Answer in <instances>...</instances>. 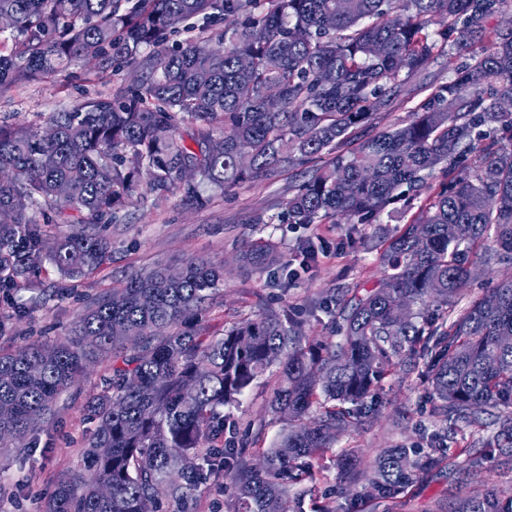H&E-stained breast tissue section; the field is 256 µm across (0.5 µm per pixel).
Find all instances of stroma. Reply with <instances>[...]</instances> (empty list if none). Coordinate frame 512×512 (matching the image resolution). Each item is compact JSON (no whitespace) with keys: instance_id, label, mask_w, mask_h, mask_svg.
Segmentation results:
<instances>
[{"instance_id":"stroma-1","label":"stroma","mask_w":512,"mask_h":512,"mask_svg":"<svg viewBox=\"0 0 512 512\" xmlns=\"http://www.w3.org/2000/svg\"><path fill=\"white\" fill-rule=\"evenodd\" d=\"M462 60L459 54L438 56L410 76L401 97L375 116L372 132L385 131L406 119L435 86L451 78ZM133 77L128 67L99 73L87 66L2 89L0 123L45 126L51 113L72 108L87 96L115 93L128 87ZM300 180L299 172L283 171L241 183L223 195L212 194L199 208L184 206L176 193L156 207L148 202L127 207L120 223L104 227L112 239L108 264L81 278L64 276L48 266L19 290L0 295V321L9 326L0 335V354L28 343H53L69 332L90 299L111 292L156 264L178 266L191 259L224 266V281L199 321V329L223 333L235 323L255 318L264 305L289 308L306 320L312 332L328 334L334 312L312 308V301L337 288L369 287L378 282L383 276L382 231L396 229L397 224L385 216L380 223L363 225L356 232L347 224L276 223ZM259 213L268 216V223H253ZM267 239L292 261L295 275L288 287L279 285L280 269L255 271L245 260L253 243ZM303 241L316 248L315 259L304 266L295 260L296 247ZM111 376V357L87 364L78 381L58 395L52 414L37 431L27 434L22 447L0 453V512H42L59 478L80 464L85 442L95 428L84 408L104 393ZM275 386V375H265L238 403L225 407V439L257 432L266 448L279 439L285 423L269 411ZM433 405L431 389L418 373L386 376L381 382L379 415L341 435L326 456L313 460L319 472L318 487L305 494L302 512H346L348 500L334 465L337 455L351 452L368 464L382 449L429 448L439 438L456 452L452 463L421 475L398 502L366 501L359 504V512H446L449 503L488 485L512 493V460L498 457L489 448L483 465L471 469L460 455L473 441L497 431L495 418H488L480 430L461 422L451 427L434 414Z\"/></svg>"}]
</instances>
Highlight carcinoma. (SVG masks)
Returning a JSON list of instances; mask_svg holds the SVG:
<instances>
[{
    "label": "carcinoma",
    "instance_id": "carcinoma-1",
    "mask_svg": "<svg viewBox=\"0 0 512 512\" xmlns=\"http://www.w3.org/2000/svg\"><path fill=\"white\" fill-rule=\"evenodd\" d=\"M512 0H0L15 20L0 49V88L52 77L95 61L139 81L110 96L55 112L40 130L0 124V292L29 280L49 260L82 277L112 255L102 231L81 228L45 248L40 220L114 224L129 203L177 191L204 204L200 185L222 193L276 169L313 165L278 218L255 224H373L403 201L410 221L387 237L383 278L343 289L314 306L340 307L319 340L305 322L265 308L256 318L205 336L187 327L207 307L223 268L203 261L160 264L94 299L71 333L0 354V448L51 415L86 362L112 354V387L87 405L96 422L78 470L58 481L45 512H197V489L230 476L229 512H279L293 489L317 481L311 461L380 405L381 380L423 362L434 412L455 425L499 430L464 449L480 465L493 447L512 459V280L463 306L472 257L512 260V27L489 20ZM231 28L178 41L202 17ZM439 23L429 32L428 27ZM454 77L435 88L412 118L361 137L398 96L400 75L454 47L468 50ZM250 67L243 70L239 60ZM283 107L269 111L266 88ZM190 167L196 180L185 183ZM448 183L415 205L436 169ZM68 185L60 196L56 188ZM249 263L289 267L260 241ZM406 320L393 311L400 298ZM277 367L271 401L288 419L275 446L249 452L224 433V406ZM452 459L450 449L386 448L362 471L338 462L351 503L397 501L421 475ZM449 512H512V494L487 488Z\"/></svg>",
    "mask_w": 512,
    "mask_h": 512
}]
</instances>
